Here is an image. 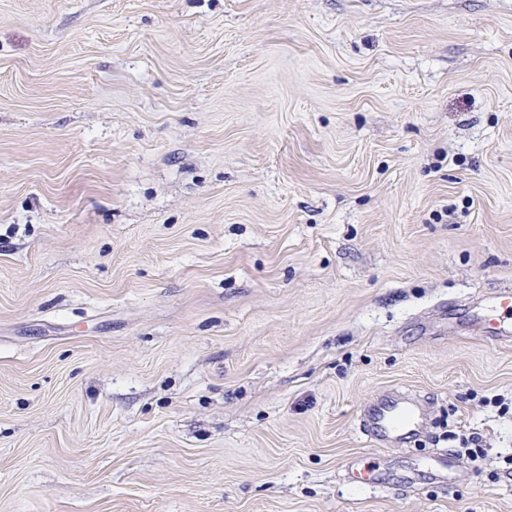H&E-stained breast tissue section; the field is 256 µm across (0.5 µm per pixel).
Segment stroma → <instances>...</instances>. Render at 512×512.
Returning <instances> with one entry per match:
<instances>
[{"mask_svg": "<svg viewBox=\"0 0 512 512\" xmlns=\"http://www.w3.org/2000/svg\"><path fill=\"white\" fill-rule=\"evenodd\" d=\"M505 287L512 0H0V512H512ZM477 323L482 327L487 323L492 325L486 327L488 335L484 340L490 343H497L512 338V292H502L495 300L476 317ZM424 425L421 411L411 401L403 398H386L378 401L368 417L365 432L381 439L406 437ZM435 477L443 483L454 485L459 482L461 474L452 462V460L443 454L429 462Z\"/></svg>", "mask_w": 512, "mask_h": 512, "instance_id": "obj_1", "label": "stroma"}]
</instances>
